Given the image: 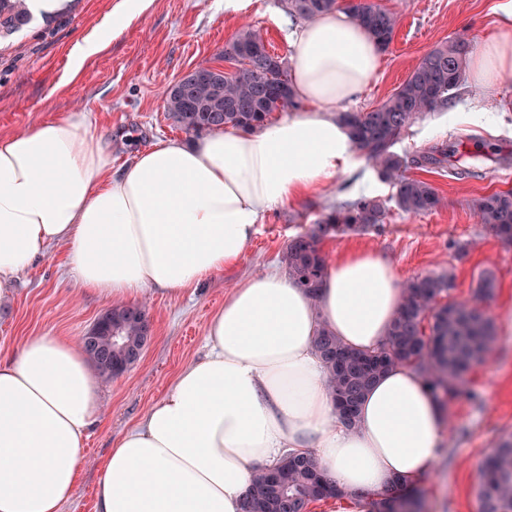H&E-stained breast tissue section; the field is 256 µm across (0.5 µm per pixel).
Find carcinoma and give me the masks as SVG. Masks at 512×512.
Listing matches in <instances>:
<instances>
[{
  "label": "carcinoma",
  "mask_w": 512,
  "mask_h": 512,
  "mask_svg": "<svg viewBox=\"0 0 512 512\" xmlns=\"http://www.w3.org/2000/svg\"><path fill=\"white\" fill-rule=\"evenodd\" d=\"M288 14L307 21L344 8L380 50L393 40L396 13L372 0H284ZM31 22L25 0H0V36H9ZM471 51L466 39L455 37L425 54L398 90L382 104L360 112H338L336 119L350 133L353 149L370 161L379 177L395 188L397 207L408 214L435 209L439 197L433 186L405 175L410 166L441 164L447 145L436 144L410 158L393 151L422 115L445 108L464 85L465 63ZM224 60L236 63L234 75L222 84L200 80L185 92L166 89V109L176 125L199 135L228 127L251 131L265 125L272 113L298 106L288 65L267 50L259 29L243 28L224 45ZM478 222L502 240L512 242V190L496 191L473 201ZM385 202L362 195L333 207L304 233L292 238L283 254L288 276L311 297L327 272L321 241L345 229L380 224ZM452 278L446 274L416 277L404 283L403 300L384 343L372 351L342 344L333 332L319 330L315 349L326 368L340 421L348 428L358 423L360 401L371 384L390 368L405 365L425 377L441 398L464 393V374L486 359L494 338V321L483 304L494 297L495 281L480 278L472 297H450ZM112 335L129 345L138 343L147 312L140 305L109 308ZM127 363V352L112 347V368L101 369L110 380ZM344 492L326 465L311 453H290L273 469L252 477L243 500V512H309L311 504ZM478 512H512V438L502 439L479 466L476 490ZM366 512H403L420 506L416 487L395 483L385 492L362 497Z\"/></svg>",
  "instance_id": "carcinoma-1"
}]
</instances>
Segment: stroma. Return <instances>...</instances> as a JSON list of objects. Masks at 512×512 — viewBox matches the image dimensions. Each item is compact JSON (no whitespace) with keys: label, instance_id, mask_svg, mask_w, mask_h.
I'll use <instances>...</instances> for the list:
<instances>
[{"label":"stroma","instance_id":"1","mask_svg":"<svg viewBox=\"0 0 512 512\" xmlns=\"http://www.w3.org/2000/svg\"><path fill=\"white\" fill-rule=\"evenodd\" d=\"M397 14L395 36L382 53L373 82L346 109L357 112L387 100L435 46L462 36L477 42L490 29L495 0H377ZM113 0H70L51 18L32 21L0 39V135L29 131L50 117L87 113L91 130L112 150L120 168L134 150L166 138L193 142L169 118L163 92L201 64L224 67L219 53L249 24L263 31L271 53L292 59L289 15L283 0H251L241 13L224 12V0H155L150 12L134 20L105 51L69 75L74 42L90 33ZM492 100L488 115L473 123L449 119V111ZM448 145L445 168L412 167L409 176L430 182L440 198L432 211L411 215L392 199L391 184L374 179L362 194L385 200L383 223L325 238L321 248L371 250L387 260L401 280L448 274L452 297L471 296L482 272H492L496 293L488 305L495 339L484 363L465 379L468 394L448 403L451 425L429 471L418 482L423 512H477L479 465L499 440L512 436V244L475 223L471 199L512 189V74L493 92L466 86L448 110L416 121L394 147L412 156L435 143ZM478 177L463 178V169ZM340 184L292 206L269 209L236 265L214 273L199 287L179 295L143 296L152 333L140 357L119 377L101 381V410L83 451V467L71 499L60 512H95L101 464L114 441L137 425L170 388L185 365L208 352L205 326L232 287L253 275L285 272L282 253L290 239L307 231L337 203ZM112 301L76 288L68 272L66 248L57 245L14 281L0 298V355L15 353L29 336L79 339Z\"/></svg>","mask_w":512,"mask_h":512}]
</instances>
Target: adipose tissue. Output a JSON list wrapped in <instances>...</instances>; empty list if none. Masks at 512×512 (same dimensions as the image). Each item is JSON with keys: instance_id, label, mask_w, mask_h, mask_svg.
Listing matches in <instances>:
<instances>
[{"instance_id": "ef3b65f1", "label": "adipose tissue", "mask_w": 512, "mask_h": 512, "mask_svg": "<svg viewBox=\"0 0 512 512\" xmlns=\"http://www.w3.org/2000/svg\"><path fill=\"white\" fill-rule=\"evenodd\" d=\"M155 0H115L110 19L71 47L72 68L99 54ZM473 52L471 83L512 73V0ZM292 79L308 111L260 129L164 139L113 169L86 113L0 135V296L46 255L69 248L84 291L127 305L179 294L233 266L263 214L318 194L335 178L369 180L336 109L374 79L381 53L337 11L291 34ZM402 282L374 253L328 264L317 296L258 274L235 285L207 322L205 358L184 366L143 420L105 458L96 512H241L258 469L289 452L322 461L349 494L415 484L437 456L444 411L424 379L396 366L367 390L356 428L341 424L313 345L327 327L360 351L386 338ZM101 408L80 344L31 336L0 357V512H59L81 474Z\"/></svg>"}]
</instances>
